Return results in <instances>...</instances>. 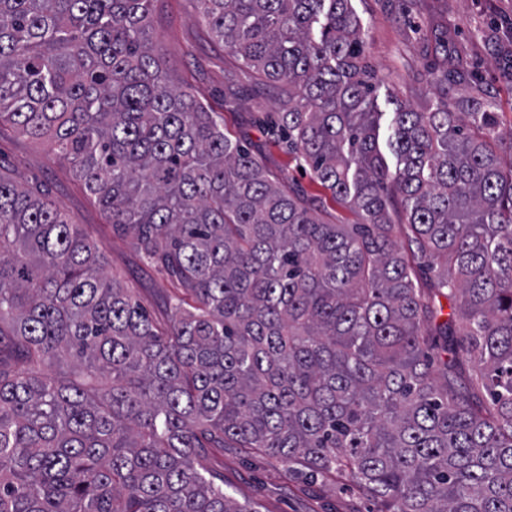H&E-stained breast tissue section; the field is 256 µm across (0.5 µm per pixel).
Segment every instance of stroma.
<instances>
[{
	"label": "stroma",
	"mask_w": 512,
	"mask_h": 512,
	"mask_svg": "<svg viewBox=\"0 0 512 512\" xmlns=\"http://www.w3.org/2000/svg\"><path fill=\"white\" fill-rule=\"evenodd\" d=\"M361 23L366 59L375 69L378 107L393 111L394 100L421 108L422 93L443 69L468 72L449 86L448 100L489 104L500 114L499 130L512 132V0H352ZM153 49L176 85L224 117L282 185L301 186L322 197L327 210L346 224L359 216L326 198L300 171L285 143L271 139L261 122L277 111L278 92L222 44L210 38L194 0H155ZM234 74L240 94L224 97V76ZM0 172L46 194L74 223L83 225L104 256V270L122 278L133 297L161 326L171 323L168 277L142 261L130 238L113 233L95 200L68 165L47 148L7 129L0 132ZM201 462L223 478L224 488L259 512H380V503L331 475L288 468L281 459L237 448H208Z\"/></svg>",
	"instance_id": "35a3bbf8"
}]
</instances>
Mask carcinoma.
<instances>
[{
  "label": "carcinoma",
  "mask_w": 512,
  "mask_h": 512,
  "mask_svg": "<svg viewBox=\"0 0 512 512\" xmlns=\"http://www.w3.org/2000/svg\"><path fill=\"white\" fill-rule=\"evenodd\" d=\"M153 2L0 0V128L67 160L177 291L164 329L80 225L0 171V353L21 363L0 365V512H258L197 468L203 448L347 478L381 512H512L498 113L451 111L468 73L444 70L383 138L351 0H195L279 89L268 133L361 218L340 224L172 85Z\"/></svg>",
  "instance_id": "carcinoma-1"
}]
</instances>
